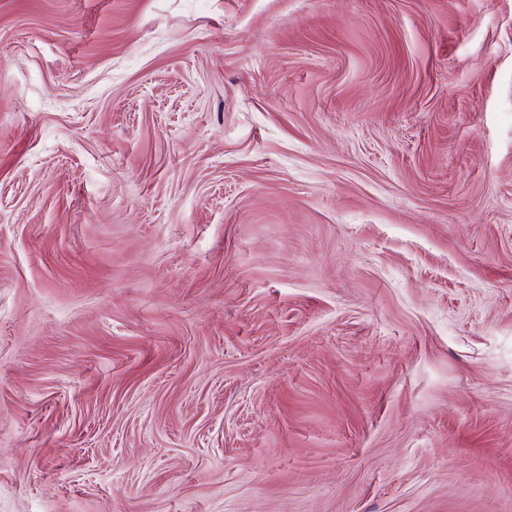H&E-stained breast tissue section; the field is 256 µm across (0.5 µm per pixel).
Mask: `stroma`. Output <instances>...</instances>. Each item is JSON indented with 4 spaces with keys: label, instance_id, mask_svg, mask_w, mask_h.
Masks as SVG:
<instances>
[{
    "label": "stroma",
    "instance_id": "1",
    "mask_svg": "<svg viewBox=\"0 0 512 512\" xmlns=\"http://www.w3.org/2000/svg\"><path fill=\"white\" fill-rule=\"evenodd\" d=\"M0 512H512V0H0Z\"/></svg>",
    "mask_w": 512,
    "mask_h": 512
}]
</instances>
